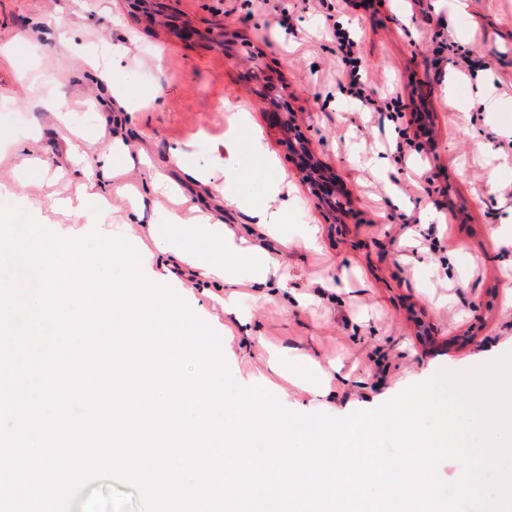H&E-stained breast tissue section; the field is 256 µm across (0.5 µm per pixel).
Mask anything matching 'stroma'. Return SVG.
Instances as JSON below:
<instances>
[{
  "label": "stroma",
  "mask_w": 512,
  "mask_h": 512,
  "mask_svg": "<svg viewBox=\"0 0 512 512\" xmlns=\"http://www.w3.org/2000/svg\"><path fill=\"white\" fill-rule=\"evenodd\" d=\"M465 14L452 0H332L339 25H352L377 97L401 93L402 112H368L339 88L346 66L326 31L322 0H164L173 28L149 25L129 0H0V200L23 208L41 224L65 223L53 207L65 181L48 182L23 166L14 144L35 157L67 165L66 138L82 133L108 146L104 127L150 167L126 169L112 185V209L88 205L82 226L105 225L127 236L134 219L125 184L143 194L147 224L171 213L195 223L209 213L250 244L282 252L288 286L307 296L299 307L276 286L238 287L234 313L202 294L190 302L197 317L222 336V354L238 384L267 378V391L301 404L303 413L344 418L372 410L430 370H465L512 352V0H468ZM193 37L181 34L182 28ZM263 57L270 85L288 90L301 134L329 166L350 200L346 223L333 224L304 183L297 159L276 127L248 69ZM479 59L474 74L457 58ZM112 75L96 83V70ZM496 87L493 104L475 94L477 82ZM116 89L141 104L114 108L106 124L101 100ZM64 97L56 116L50 102ZM252 115L275 154L290 208L287 246L252 234L246 211L205 205L192 190L175 203L153 189L160 171L180 183L171 158L179 150L192 166L224 183V134L234 106ZM423 117L428 132L417 134ZM410 139L406 162L393 160L396 141ZM389 158L386 175L362 165ZM238 175L254 204L266 203L271 174L239 144ZM318 229L321 248L308 250L298 227ZM504 226L501 236L492 227ZM284 364L271 373L270 355ZM341 369L312 401L303 384L311 362Z\"/></svg>",
  "instance_id": "stroma-1"
}]
</instances>
